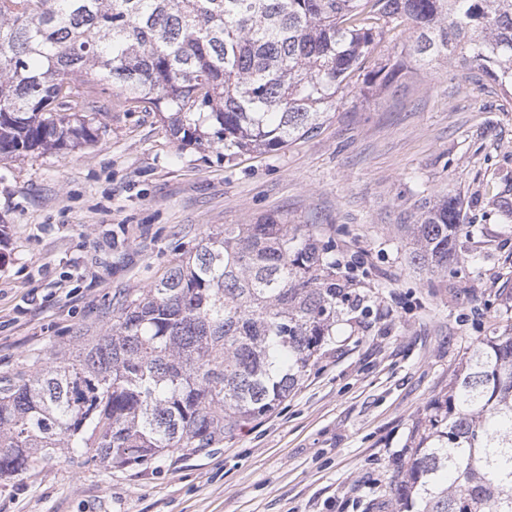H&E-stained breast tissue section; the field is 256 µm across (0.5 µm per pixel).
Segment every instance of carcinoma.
I'll return each mask as SVG.
<instances>
[{
	"label": "carcinoma",
	"instance_id": "carcinoma-1",
	"mask_svg": "<svg viewBox=\"0 0 512 512\" xmlns=\"http://www.w3.org/2000/svg\"><path fill=\"white\" fill-rule=\"evenodd\" d=\"M411 26L423 65L475 64L512 94V0H0V157L94 141L97 94L156 112L224 161L279 150L329 117L366 63ZM461 199L424 204L411 263L459 260ZM333 238L268 216L226 224L112 310L102 336L0 375V478L65 457L141 466L201 452L273 411L336 323L367 312ZM395 512H512V325L465 356L399 478Z\"/></svg>",
	"mask_w": 512,
	"mask_h": 512
}]
</instances>
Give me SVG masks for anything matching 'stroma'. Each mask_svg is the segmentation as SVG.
Returning a JSON list of instances; mask_svg holds the SVG:
<instances>
[{
  "label": "stroma",
  "mask_w": 512,
  "mask_h": 512,
  "mask_svg": "<svg viewBox=\"0 0 512 512\" xmlns=\"http://www.w3.org/2000/svg\"><path fill=\"white\" fill-rule=\"evenodd\" d=\"M402 62L388 87L356 81L318 131L254 158L180 145L112 95L93 144L0 158V374L74 353L210 231L270 215L334 235L369 307L221 447L125 469L55 459L1 478L0 512H394L388 484L465 352L512 324V95L454 63ZM448 194L461 260L429 274L407 225Z\"/></svg>",
  "instance_id": "stroma-1"
}]
</instances>
